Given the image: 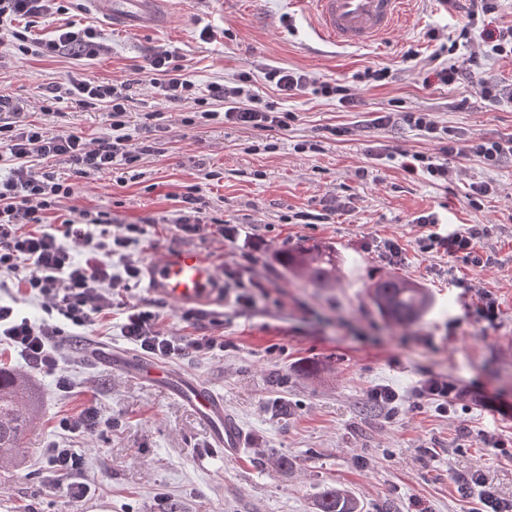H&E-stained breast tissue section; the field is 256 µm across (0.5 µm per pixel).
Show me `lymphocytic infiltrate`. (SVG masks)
I'll return each mask as SVG.
<instances>
[{
	"label": "lymphocytic infiltrate",
	"mask_w": 512,
	"mask_h": 512,
	"mask_svg": "<svg viewBox=\"0 0 512 512\" xmlns=\"http://www.w3.org/2000/svg\"><path fill=\"white\" fill-rule=\"evenodd\" d=\"M63 0H0V27H6L17 41L19 52L38 57H71L95 59L106 50L93 27L73 21L60 28L55 38L44 40L31 35L39 20L66 14ZM145 68L164 99L182 103L192 99L196 86L188 64L173 50H153L144 57ZM266 81L283 97L306 92L334 97L347 107L355 106L350 88L338 83L320 81L303 71L279 66L267 67ZM134 78L98 81L84 73L73 72L64 82L50 85L42 110L51 113L54 104L76 99L85 109L106 108L109 130L88 139L74 131L50 132L33 123H23L24 102L0 94V160L8 171L0 178V272L13 274L21 295H36L47 315L41 322L19 316L14 307L0 304V337L20 352L31 372L53 371L57 364L56 337L69 328H86L112 307V294L122 287L124 278L112 273L107 257L116 249L126 247L136 224H113L110 216L98 214L89 218L87 211L52 223L50 215L62 200L71 198L82 179L119 166H129L142 155L159 151L156 139H144L132 145L128 133L127 112L133 100ZM211 106L202 110L201 120H219L224 124L269 129H287L293 113L279 111L272 102L263 101L251 88L249 73H241L233 84H212L208 89ZM438 139L440 153L428 156L412 154L403 168L408 173L421 172L433 180L448 183L458 176L456 168L447 163L457 155V140L447 128L438 126L431 113L405 112L401 117L383 112L375 116L373 127L385 129L395 121ZM63 159L72 176L57 177L52 161ZM418 224L427 226L421 237V251L433 250L448 256H473L481 231L476 226L458 225L449 233L432 231V217L421 216ZM85 251L84 261H75L71 250ZM122 335L143 353L162 359H179L192 353L208 352L218 342L210 336L178 339L165 334L149 303L129 304L121 324ZM82 457L74 449L51 444L45 468L53 474L51 493L71 501L89 496L91 489L81 477ZM458 493L477 500L478 512H512V498L501 497L486 475L479 470L457 473Z\"/></svg>",
	"instance_id": "obj_1"
}]
</instances>
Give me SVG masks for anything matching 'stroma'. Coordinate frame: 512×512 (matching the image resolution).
<instances>
[{"instance_id":"stroma-1","label":"stroma","mask_w":512,"mask_h":512,"mask_svg":"<svg viewBox=\"0 0 512 512\" xmlns=\"http://www.w3.org/2000/svg\"><path fill=\"white\" fill-rule=\"evenodd\" d=\"M68 17L95 27L109 51L88 61L7 57L0 94L24 100L33 123L100 135L108 125L104 111L87 112L69 100L59 104V116H44L46 87L75 71L99 80L127 76L152 48L183 56L199 95L247 72L260 96L295 119L285 130L200 124L194 104H168L142 79L130 132L142 141V125L151 121L163 155L95 175L70 201L111 214L116 225H143L125 257L189 249L218 272L221 292L200 318L152 298L142 281L127 298L152 301L172 335L220 341V348L170 366L223 396L244 432L242 452L225 458L180 398L93 359L99 346L134 349L120 332L117 305L83 335L60 337L56 372H30L0 344V367L24 374L38 410L13 465L0 467V512H315L314 498L329 484L346 487L362 512H411L417 500L428 512H471L454 484L456 472L469 469L483 470L502 496L512 497V458L484 439L493 433L511 443L512 419L482 401L487 393L512 408V349L501 346L512 338V163L490 167L449 157L461 175L445 188L402 167L404 154L437 153L436 141L405 125H370L376 112L422 111L464 143L512 135V99L488 101L478 90L482 82L512 84L511 58L484 57L471 79L453 86L440 83L435 59L449 37L465 34L462 60L483 46L487 31L512 24V0L474 21L466 8L412 0L404 25L353 47L321 41L298 0H171L164 26L146 32L113 29L86 0H72ZM269 65L339 80L358 103L345 108L312 94L278 98L263 78ZM368 67L389 69L391 77L361 82ZM462 98L467 108H458ZM209 170L220 179H204ZM473 182L493 187L475 205L467 196ZM190 185L198 186L207 213L234 226V241L189 237L177 228V198ZM334 198L346 209L330 211ZM429 214L450 228H483V266L421 251L417 240L426 229L416 219ZM388 241L401 249L393 262L383 255ZM303 242L336 247L343 258L339 283L317 288L280 265L278 255ZM125 257H113L114 273H122ZM387 271L429 289L433 306L419 323L397 328L372 308L367 291ZM484 293L497 308L495 321L477 312ZM244 294L256 295V305L240 303ZM62 377L69 391H61ZM430 377L452 380L471 395L445 416L428 401L412 407V389ZM384 385L400 394L391 417L369 399ZM88 402L112 417L111 431L67 439L55 425L58 414ZM52 441L73 442L82 454L90 498L72 502L49 492L43 462Z\"/></svg>"}]
</instances>
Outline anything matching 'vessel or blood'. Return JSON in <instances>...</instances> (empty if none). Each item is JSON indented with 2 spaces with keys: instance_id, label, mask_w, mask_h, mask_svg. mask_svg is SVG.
Masks as SVG:
<instances>
[{
  "instance_id": "1",
  "label": "vessel or blood",
  "mask_w": 512,
  "mask_h": 512,
  "mask_svg": "<svg viewBox=\"0 0 512 512\" xmlns=\"http://www.w3.org/2000/svg\"><path fill=\"white\" fill-rule=\"evenodd\" d=\"M165 0H87L91 11L114 27L141 31L163 25ZM315 20L318 35L342 45L363 44L387 34L403 18L406 0H304ZM152 295L180 306H199L217 290V279L208 261L198 252L181 250L144 265ZM138 374L153 385L165 387L188 403L208 425L215 447L225 457L240 453L243 432L224 409V400L193 378H179L159 361L139 360Z\"/></svg>"
}]
</instances>
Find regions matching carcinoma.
Returning a JSON list of instances; mask_svg holds the SVG:
<instances>
[{
  "mask_svg": "<svg viewBox=\"0 0 512 512\" xmlns=\"http://www.w3.org/2000/svg\"><path fill=\"white\" fill-rule=\"evenodd\" d=\"M280 262L294 277L318 288L336 284L342 257L336 248L314 243L289 249L279 255ZM378 314L396 326H410L429 312L432 297L427 289L397 274L379 277L368 288ZM36 417L25 379L17 373L0 370V459L16 455L22 433ZM316 512H361L358 501L347 490L326 486L315 501Z\"/></svg>",
  "mask_w": 512,
  "mask_h": 512,
  "instance_id": "cac0c4a2",
  "label": "carcinoma"
}]
</instances>
